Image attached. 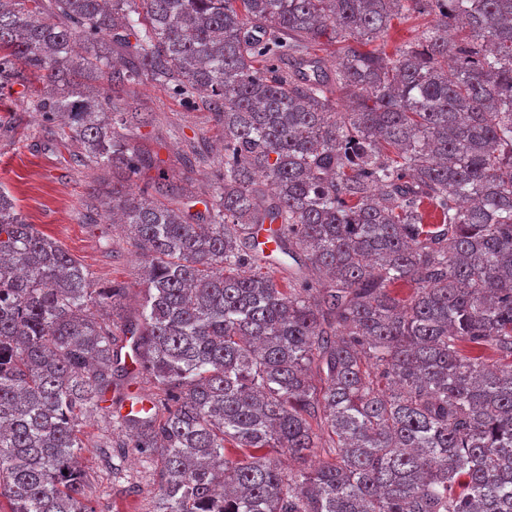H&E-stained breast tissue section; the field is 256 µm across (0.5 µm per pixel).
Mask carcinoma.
<instances>
[{
	"label": "carcinoma",
	"mask_w": 512,
	"mask_h": 512,
	"mask_svg": "<svg viewBox=\"0 0 512 512\" xmlns=\"http://www.w3.org/2000/svg\"><path fill=\"white\" fill-rule=\"evenodd\" d=\"M421 9L418 44L350 43ZM144 80L222 129L203 214L134 190L159 167L129 137L150 113L123 103ZM16 85L112 171L91 206L146 265L141 321L118 327L126 287H93L0 190L8 512H95L80 424L99 412L107 475L129 448L157 467L153 512H512V0H0ZM128 337L161 392L114 417ZM318 429L329 461L272 462Z\"/></svg>",
	"instance_id": "1"
}]
</instances>
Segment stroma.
<instances>
[{
  "mask_svg": "<svg viewBox=\"0 0 512 512\" xmlns=\"http://www.w3.org/2000/svg\"><path fill=\"white\" fill-rule=\"evenodd\" d=\"M434 15L405 14L393 19L388 31L369 42V49L387 53L416 42ZM126 103L151 112L149 126L134 130L132 143L143 153L157 156L160 169L143 173V180L162 178L168 186H182L193 180V195L185 204L190 212L204 211L214 171L224 159L218 143L221 134L201 102L188 103L167 88L145 81L128 87ZM15 117L14 126H0V187L17 200L28 223L63 245L89 271L95 287L112 283L127 288L122 320L139 317L142 301L143 262L121 228L107 216L89 217L87 204L92 189L112 174L76 163V145L51 141L44 117L27 111L17 95L0 98V119ZM204 140L209 147L205 163L187 171L183 157L189 141ZM110 432L106 419L99 415L82 422L85 446L82 460L88 474L98 477L92 491L96 512H151L157 483L151 467L137 453H129L120 477L104 479L105 463L99 444Z\"/></svg>",
  "mask_w": 512,
  "mask_h": 512,
  "instance_id": "1",
  "label": "stroma"
}]
</instances>
